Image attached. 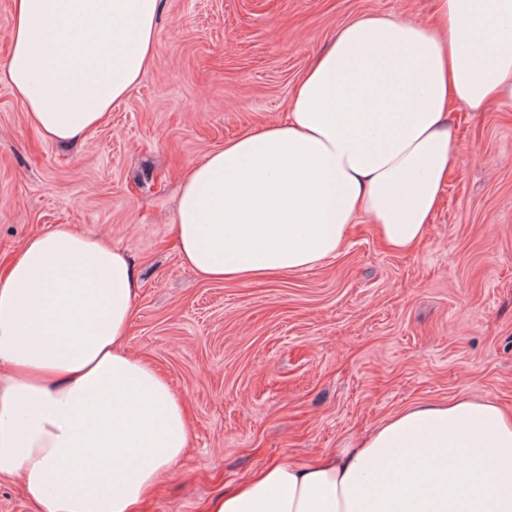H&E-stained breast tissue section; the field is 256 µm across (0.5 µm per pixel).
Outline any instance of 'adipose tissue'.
Segmentation results:
<instances>
[{
  "label": "adipose tissue",
  "mask_w": 512,
  "mask_h": 512,
  "mask_svg": "<svg viewBox=\"0 0 512 512\" xmlns=\"http://www.w3.org/2000/svg\"><path fill=\"white\" fill-rule=\"evenodd\" d=\"M160 0H13L4 72L32 126L109 122L158 43ZM512 112V0L344 24L284 119L195 164L172 216L202 278L248 282L336 257L351 224L393 251L427 235L459 151L452 105ZM140 279L106 237L57 228L0 272V479L38 512H135L183 458V398L125 345ZM209 512H512V415L463 396L405 408L314 464L264 466Z\"/></svg>",
  "instance_id": "obj_1"
}]
</instances>
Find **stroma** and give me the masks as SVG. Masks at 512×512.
Returning <instances> with one entry per match:
<instances>
[{"mask_svg":"<svg viewBox=\"0 0 512 512\" xmlns=\"http://www.w3.org/2000/svg\"><path fill=\"white\" fill-rule=\"evenodd\" d=\"M433 0H161L158 45L111 122L61 145L0 78V263L66 226L124 249L141 289L126 340L183 396L192 439L138 512H207L267 462L352 447L391 414L464 395L512 414V116L455 108L461 150L425 239L351 225L324 264L201 279L171 216L225 141L282 118L337 29Z\"/></svg>","mask_w":512,"mask_h":512,"instance_id":"obj_1","label":"stroma"}]
</instances>
